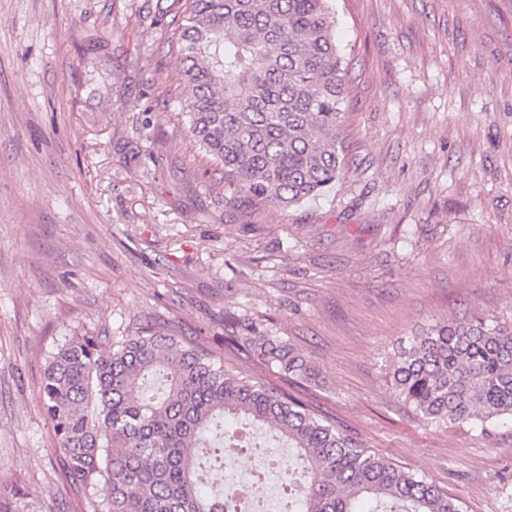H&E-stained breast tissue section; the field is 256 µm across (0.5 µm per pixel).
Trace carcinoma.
<instances>
[{"label": "carcinoma", "instance_id": "cac0c4a2", "mask_svg": "<svg viewBox=\"0 0 512 512\" xmlns=\"http://www.w3.org/2000/svg\"><path fill=\"white\" fill-rule=\"evenodd\" d=\"M335 0H189L177 50L191 91L181 115L224 166L229 201L291 207L343 174L345 58ZM304 380L313 367L276 336H226ZM402 401L436 427L482 435L512 419V318L456 316L410 337L385 364ZM41 396L75 482L102 490L107 512H232L203 482L224 449L274 431L300 467L281 473L288 512H463L412 470L364 447L301 400L229 376L186 339L138 327L104 348L72 336L45 365ZM0 482V512H30Z\"/></svg>", "mask_w": 512, "mask_h": 512}]
</instances>
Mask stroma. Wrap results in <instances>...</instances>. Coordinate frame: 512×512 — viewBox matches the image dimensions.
Here are the masks:
<instances>
[{"label":"stroma","mask_w":512,"mask_h":512,"mask_svg":"<svg viewBox=\"0 0 512 512\" xmlns=\"http://www.w3.org/2000/svg\"><path fill=\"white\" fill-rule=\"evenodd\" d=\"M344 176L226 203L178 126L171 0H0V473L35 512H106L41 400L67 336L152 326L308 403L465 512H512V422L436 429L387 385L400 341L512 315V0H336ZM234 315L225 324V315ZM281 337L314 380L225 336Z\"/></svg>","instance_id":"obj_1"}]
</instances>
